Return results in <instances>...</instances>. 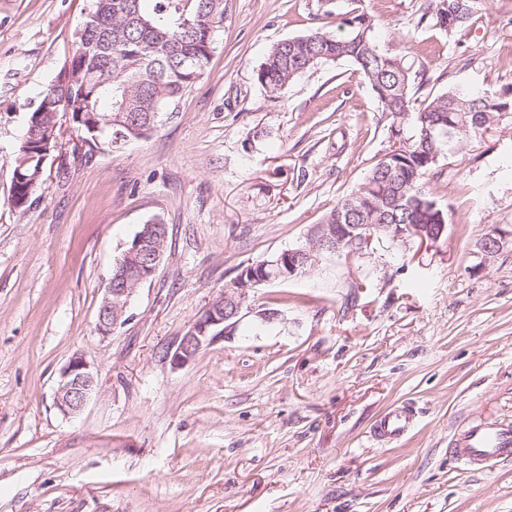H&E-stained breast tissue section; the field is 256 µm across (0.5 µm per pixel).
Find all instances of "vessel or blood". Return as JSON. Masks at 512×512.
<instances>
[{"mask_svg": "<svg viewBox=\"0 0 512 512\" xmlns=\"http://www.w3.org/2000/svg\"><path fill=\"white\" fill-rule=\"evenodd\" d=\"M415 422V414L407 408L386 412L375 423L376 434L383 439L402 436ZM458 453L473 467L487 460L512 462V425L495 420H478L463 428L456 440Z\"/></svg>", "mask_w": 512, "mask_h": 512, "instance_id": "obj_1", "label": "vessel or blood"}]
</instances>
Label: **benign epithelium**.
<instances>
[{
	"label": "benign epithelium",
	"instance_id": "7a95c632",
	"mask_svg": "<svg viewBox=\"0 0 512 512\" xmlns=\"http://www.w3.org/2000/svg\"><path fill=\"white\" fill-rule=\"evenodd\" d=\"M59 149L56 127L51 126L47 138L41 143V163H46L52 151ZM372 228V224H314L310 229V246L290 248L278 262H287L288 275L297 276L309 263L317 262L323 251L339 256L345 247L358 241L371 242L374 237ZM166 230L164 224L144 225L133 245L123 252L119 261L120 276L114 281L108 280L99 306L96 327L100 333L107 334L124 321L131 297L155 274L162 261ZM414 235L422 243L435 244L441 232L436 224H417ZM508 236L509 232L499 226L485 236L479 245L484 258L497 255ZM247 296L246 288H237L233 283L225 286L224 293L208 304L175 350L168 354L171 366L175 369L184 367L205 347L224 336L226 329L236 324ZM94 389L95 374L90 363L78 354L73 355L61 372L55 406L63 416H75L83 410Z\"/></svg>",
	"mask_w": 512,
	"mask_h": 512
}]
</instances>
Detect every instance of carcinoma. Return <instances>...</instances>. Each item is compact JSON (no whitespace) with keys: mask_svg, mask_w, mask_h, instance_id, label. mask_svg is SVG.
<instances>
[{"mask_svg":"<svg viewBox=\"0 0 512 512\" xmlns=\"http://www.w3.org/2000/svg\"><path fill=\"white\" fill-rule=\"evenodd\" d=\"M94 0L82 54L72 53V79L56 76L53 89L39 97L31 116L44 114L32 129L28 147L17 148L10 205L23 213L38 186L40 143L58 102L70 105V125L77 136L98 141L99 151H114L112 125L146 138L161 115L206 72L215 49V34L224 20V0ZM444 6L423 13L440 29L455 33L481 9L482 0H442ZM342 37L316 30L276 43L257 72L268 93L283 90L298 76L327 61L348 60L361 71L381 112L390 116V138L398 146L380 159L364 181L338 201L324 224H379L375 241L397 240L386 224H448V209L426 189L427 176L460 146L501 121V106H512V85L489 94L453 85L413 106V89L424 75L405 56L382 49L374 37V17L362 7L348 11ZM194 67L182 65L185 58Z\"/></svg>","mask_w":512,"mask_h":512,"instance_id":"1","label":"carcinoma"}]
</instances>
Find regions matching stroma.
Here are the masks:
<instances>
[{"instance_id": "1", "label": "stroma", "mask_w": 512, "mask_h": 512, "mask_svg": "<svg viewBox=\"0 0 512 512\" xmlns=\"http://www.w3.org/2000/svg\"><path fill=\"white\" fill-rule=\"evenodd\" d=\"M426 0H363L382 49L454 84H512V0L455 34ZM92 0H0V512H512V463L476 475L448 451L466 417L512 420V117L442 160L435 245L385 240L250 291L239 323L180 369L166 353L240 266L306 244L311 225L390 150L357 67L318 64L276 96L277 42L344 33L351 0H224L203 77L148 138L89 162L50 157L26 212L13 158ZM168 239L108 335L97 312L142 224ZM499 224L494 257L478 244ZM96 388L54 405L73 354ZM418 418L400 441L370 428ZM415 422V413L407 408L386 412L375 423V433L381 439H395L402 436Z\"/></svg>"}]
</instances>
